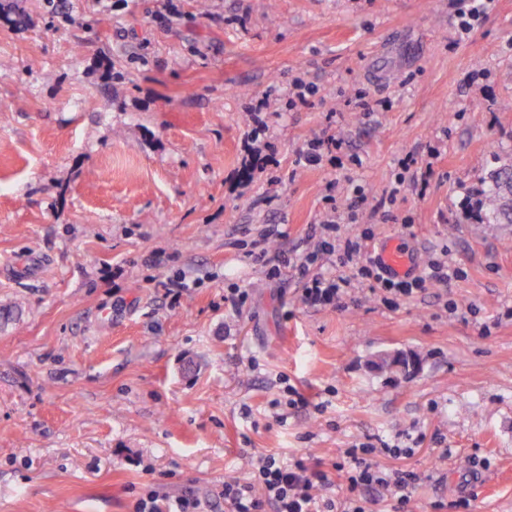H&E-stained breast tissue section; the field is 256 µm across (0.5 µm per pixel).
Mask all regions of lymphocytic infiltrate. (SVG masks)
I'll return each instance as SVG.
<instances>
[{
    "label": "lymphocytic infiltrate",
    "mask_w": 512,
    "mask_h": 512,
    "mask_svg": "<svg viewBox=\"0 0 512 512\" xmlns=\"http://www.w3.org/2000/svg\"><path fill=\"white\" fill-rule=\"evenodd\" d=\"M328 212L311 232V250L285 258L301 276L303 288L300 301L310 308L335 305L348 293L350 279L311 273L318 261L335 258L340 265H355L361 279L374 282L381 300L388 306L412 297L425 286L426 280L445 282L462 277L458 267L441 257L430 261L428 277H396L386 274L376 257L366 255L359 239L341 232V222L353 216L354 203L343 204L332 195H325ZM375 448H347L334 462L336 471L347 472V485L341 493H333L328 475L310 467L304 458L289 463L268 454L250 455L251 477L225 481L221 491L224 512H366V490L376 489L394 500L392 512H408L410 489L416 483L414 473L390 470L373 463Z\"/></svg>",
    "instance_id": "obj_1"
}]
</instances>
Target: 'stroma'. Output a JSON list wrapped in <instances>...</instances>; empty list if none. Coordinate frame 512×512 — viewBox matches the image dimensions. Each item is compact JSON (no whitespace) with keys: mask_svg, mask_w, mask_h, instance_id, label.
<instances>
[{"mask_svg":"<svg viewBox=\"0 0 512 512\" xmlns=\"http://www.w3.org/2000/svg\"><path fill=\"white\" fill-rule=\"evenodd\" d=\"M462 6L0 0V512H130L151 485L224 512L243 450L342 488L341 450L385 444L407 454L379 463L417 476L411 512H512V224L463 209L512 158V0L460 41ZM296 79L308 105L288 104ZM266 95L259 167L247 108ZM328 137L344 167L298 165ZM330 183L360 199L344 233L405 237L419 276L447 251L463 278L390 308L328 262L353 291L303 307L297 274L248 252L274 225L269 251L301 246ZM383 352L415 366L375 368ZM289 385L308 403L282 424Z\"/></svg>","mask_w":512,"mask_h":512,"instance_id":"obj_1","label":"stroma"}]
</instances>
